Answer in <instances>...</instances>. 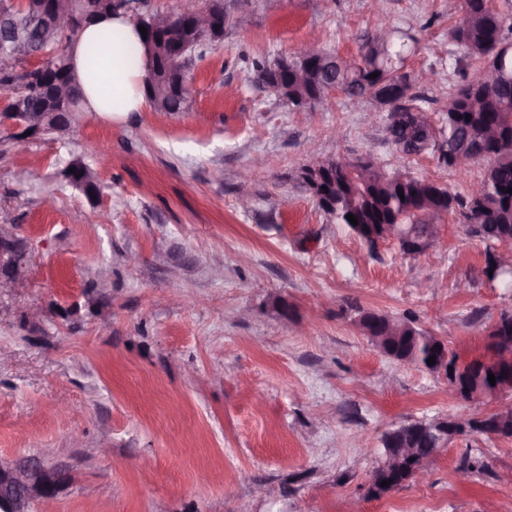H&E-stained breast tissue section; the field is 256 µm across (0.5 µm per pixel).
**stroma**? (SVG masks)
<instances>
[{
	"mask_svg": "<svg viewBox=\"0 0 512 512\" xmlns=\"http://www.w3.org/2000/svg\"><path fill=\"white\" fill-rule=\"evenodd\" d=\"M461 11L224 0V36L190 65L185 111L80 112L25 144L0 121V224L29 247L22 287L0 293V460L50 449L69 471L53 512H512V440L477 433L426 480L369 495L387 430L493 405L457 399L444 375L383 356L356 327L361 309L407 316L460 360L486 355L488 327L512 310V284L487 272L497 243L452 215L422 253L371 247L299 179L312 146L460 195L483 164L403 155L373 101L335 91L297 109L249 65L314 37L355 56L382 16L405 71L436 70L413 92L438 110L478 64L448 35ZM74 159L96 173V197L63 180ZM467 461L481 468L462 481Z\"/></svg>",
	"mask_w": 512,
	"mask_h": 512,
	"instance_id": "1",
	"label": "stroma"
}]
</instances>
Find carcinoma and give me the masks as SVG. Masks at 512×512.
I'll return each mask as SVG.
<instances>
[{
    "label": "carcinoma",
    "instance_id": "carcinoma-1",
    "mask_svg": "<svg viewBox=\"0 0 512 512\" xmlns=\"http://www.w3.org/2000/svg\"><path fill=\"white\" fill-rule=\"evenodd\" d=\"M10 0H0V33L14 42L27 45L30 52H49L43 67L54 78L75 82L69 61V48L78 33L62 28L54 41L47 43L39 33L33 19L10 10ZM208 11L215 18L216 28L195 48L178 53L180 30L174 28L154 37V46L148 40L142 44L149 58V74L153 86L161 92L148 97L158 112H183L189 105V95L174 97L166 93L176 80L187 81L186 63L196 54L204 53L211 42L224 35V5L212 0ZM512 31V0H463L460 21L450 28L453 38L464 44L467 53L478 58L482 65L467 72L462 82L448 97L442 109L440 123L434 124L421 99L410 94L417 79L402 71L404 45H395L394 32L379 39H367L359 56L343 59L322 50L327 64L308 83L298 84L288 94V101L308 96L324 100L331 88L348 97H369L388 112L387 131L397 151L406 156L432 155L439 163L452 166L451 154L464 152L471 141H485L484 154L477 161L486 164L481 183L485 190L477 198L451 193L447 187L420 178L402 169L377 166L373 177L363 181L359 175L345 176L348 162L330 159L333 168L327 170L325 181L328 191L335 198L329 206L323 198L316 197L321 209L336 223L345 224L359 237H364L365 224H398L405 231L431 238L434 225L446 223L453 211L452 203L465 209L469 232L482 239L501 240L512 251V55H501L500 44L506 40L505 32ZM280 60L255 58L252 69L263 83L278 76ZM482 69L495 72L491 88L476 87L471 83L472 73ZM3 114L11 113L14 101L20 97L37 112H49L44 96L29 87L24 75L17 74L9 83ZM489 129H496L500 137L485 138ZM358 216L362 228L352 225L347 215ZM395 321L402 330L374 347L384 356L399 362L418 363L420 355L427 352L432 339L429 333L418 328L414 321L389 314L371 312L366 316V326L379 334ZM488 335L492 339L485 362H460L463 386H483L481 399L495 403L504 395L498 384L512 377V362L504 365L494 357L504 352L512 354V323H493ZM495 375L490 384L488 374ZM392 483L380 488V493L403 486L412 480L411 468L402 465L384 477Z\"/></svg>",
    "mask_w": 512,
    "mask_h": 512
}]
</instances>
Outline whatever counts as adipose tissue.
I'll use <instances>...</instances> for the list:
<instances>
[{
  "label": "adipose tissue",
  "instance_id": "1",
  "mask_svg": "<svg viewBox=\"0 0 512 512\" xmlns=\"http://www.w3.org/2000/svg\"><path fill=\"white\" fill-rule=\"evenodd\" d=\"M72 65L91 112H137L148 59L140 32L127 16H109L88 27L71 45Z\"/></svg>",
  "mask_w": 512,
  "mask_h": 512
}]
</instances>
